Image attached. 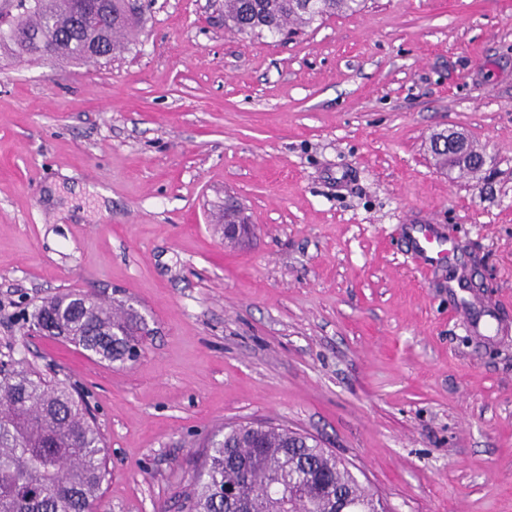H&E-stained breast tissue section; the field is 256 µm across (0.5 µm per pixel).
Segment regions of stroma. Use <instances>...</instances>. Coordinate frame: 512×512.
Here are the masks:
<instances>
[{"instance_id": "stroma-1", "label": "stroma", "mask_w": 512, "mask_h": 512, "mask_svg": "<svg viewBox=\"0 0 512 512\" xmlns=\"http://www.w3.org/2000/svg\"><path fill=\"white\" fill-rule=\"evenodd\" d=\"M149 14L98 63L0 49V358L83 392L97 512H179L246 421L315 438L390 512H512V0H368L288 37L226 29L224 0ZM445 129L481 173L436 166ZM414 224L454 258L415 262ZM68 291L143 321L139 360L29 332ZM237 214L245 221L242 215L241 205L232 198L224 200V238L232 241L241 242L249 238L252 234V225L236 224Z\"/></svg>"}]
</instances>
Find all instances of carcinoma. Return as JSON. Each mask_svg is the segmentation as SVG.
I'll use <instances>...</instances> for the list:
<instances>
[{
  "label": "carcinoma",
  "instance_id": "obj_1",
  "mask_svg": "<svg viewBox=\"0 0 512 512\" xmlns=\"http://www.w3.org/2000/svg\"><path fill=\"white\" fill-rule=\"evenodd\" d=\"M17 14L0 28V45L19 55L38 56L32 42L12 32L49 24L70 35L54 56L84 61L88 34L73 26L74 0H14ZM109 10L93 14V23L112 36L109 53L130 50L145 23V0H107ZM363 0H224V26L250 37L288 35L327 17L356 13ZM63 323L65 340L109 363L129 361L140 340L123 314L95 298L63 293L40 305L32 320ZM254 423L224 427L208 442L192 487L182 496V512H235L224 491L239 484L248 466L253 480L245 493L253 512H332L336 498L361 503L376 512L373 494L358 482L335 454L292 430L260 432ZM104 438L79 394L66 383L47 378L19 362H0V512H94L108 470Z\"/></svg>",
  "mask_w": 512,
  "mask_h": 512
}]
</instances>
